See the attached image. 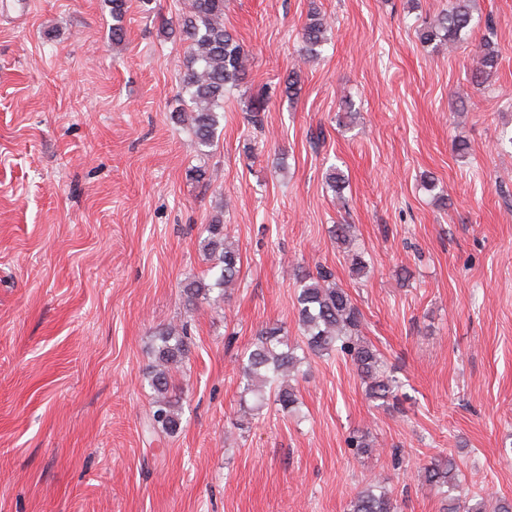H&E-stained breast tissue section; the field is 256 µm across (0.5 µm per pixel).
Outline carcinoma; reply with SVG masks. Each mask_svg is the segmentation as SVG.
Returning <instances> with one entry per match:
<instances>
[{
	"mask_svg": "<svg viewBox=\"0 0 512 512\" xmlns=\"http://www.w3.org/2000/svg\"><path fill=\"white\" fill-rule=\"evenodd\" d=\"M112 4V38L124 35L123 20L127 0H109ZM225 0H191L190 9L178 22L179 40L187 45L181 93L188 97V109L176 114V120L191 127L197 147L210 148L218 139L224 113V93L238 86L247 76L252 56L239 40L224 27ZM473 0H454L451 8L425 22L418 30L422 44L439 43L450 49L457 47L462 33L473 20ZM327 21L320 12H310L301 33L300 56L313 59L326 41ZM493 28H488L473 72L477 83H485L497 69L498 54L493 48ZM326 182L336 201H345V176L333 168ZM204 248L214 258L210 278H199L183 285L185 304L192 306L201 298L218 292L226 298L241 274L242 260L232 242L223 219L215 216L206 227ZM330 233L336 242L349 245L355 238V225L335 224ZM296 315L300 340L292 342L282 329L261 331L256 341L239 360L240 405L258 411L272 398L285 413L296 411L298 391L295 381L300 365L310 356H341L355 367L367 396L387 402L396 397L401 383L385 374L381 354L372 344L361 339L362 314L351 296L335 282L333 274L323 268L312 274L295 273ZM189 354L187 326L168 328L156 337L154 365L148 383L155 398L149 413V425L167 435L181 426L179 396L174 394L175 380ZM356 455H368L375 443L365 435L354 434L347 439ZM423 482L437 488L444 496V512H485L484 502L470 495L457 480L454 460L445 455L434 457L420 474ZM347 512H394L388 492L381 482L372 478L347 505Z\"/></svg>",
	"mask_w": 512,
	"mask_h": 512,
	"instance_id": "1",
	"label": "carcinoma"
}]
</instances>
